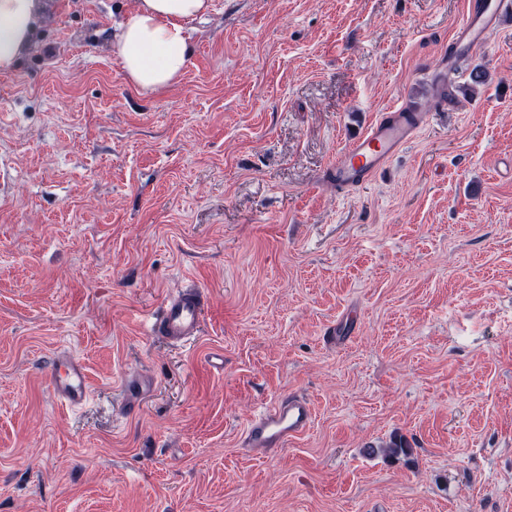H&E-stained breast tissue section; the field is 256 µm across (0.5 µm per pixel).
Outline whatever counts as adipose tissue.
<instances>
[{
  "label": "adipose tissue",
  "mask_w": 512,
  "mask_h": 512,
  "mask_svg": "<svg viewBox=\"0 0 512 512\" xmlns=\"http://www.w3.org/2000/svg\"><path fill=\"white\" fill-rule=\"evenodd\" d=\"M213 0H136L113 51L128 81L145 93L171 86L190 60V25ZM45 13L44 0H0V73L15 70Z\"/></svg>",
  "instance_id": "adipose-tissue-1"
}]
</instances>
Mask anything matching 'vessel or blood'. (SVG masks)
Here are the masks:
<instances>
[{
    "label": "vessel or blood",
    "mask_w": 512,
    "mask_h": 512,
    "mask_svg": "<svg viewBox=\"0 0 512 512\" xmlns=\"http://www.w3.org/2000/svg\"><path fill=\"white\" fill-rule=\"evenodd\" d=\"M512 14V0H466V9L448 45L449 61L463 59L488 43L502 18ZM428 120L427 113L402 106L379 113L365 133L353 138L328 166L323 181L345 196L372 180L417 136ZM209 304L207 291L192 284L167 299L153 315L151 336L181 343L198 336ZM51 385L59 403L68 409L84 406L91 383L83 360L71 353H57L49 365ZM147 376H133L122 383L126 414L137 413L152 392ZM315 421L314 405L298 394L279 397L254 414L244 429V446L249 451L271 454L307 434Z\"/></svg>",
    "instance_id": "1"
}]
</instances>
